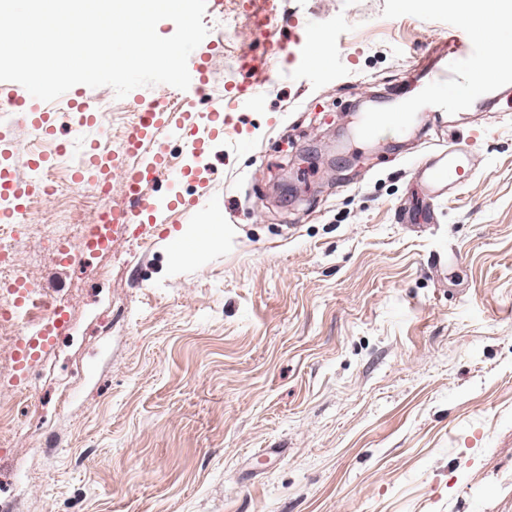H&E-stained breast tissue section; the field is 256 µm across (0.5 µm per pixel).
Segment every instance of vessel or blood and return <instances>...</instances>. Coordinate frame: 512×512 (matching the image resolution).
Here are the masks:
<instances>
[{
	"label": "vessel or blood",
	"instance_id": "vessel-or-blood-1",
	"mask_svg": "<svg viewBox=\"0 0 512 512\" xmlns=\"http://www.w3.org/2000/svg\"><path fill=\"white\" fill-rule=\"evenodd\" d=\"M439 54L448 58L443 67L429 66L427 61H418L415 69L428 77L426 94L434 105L433 112L427 113V120H434L435 110L457 103L461 98H480L487 93V85L473 80L474 69L488 56V48L481 42H465L458 36H450L448 46L438 49ZM251 80L239 90L248 103L259 104L269 82L258 64L248 63ZM135 110L146 113L144 122L135 124L126 136L119 153L104 155L101 140L92 141L86 151L84 162L76 167L73 179L77 185H105L110 173H118L125 183L128 203L120 210H107L106 224L111 226H135L137 240L147 242L154 235L152 217L159 211L154 201L143 190V185L153 176L162 174L167 168V153L163 142L158 141L159 131L168 125V117L163 108L144 106L140 97H133ZM224 118L223 102L211 105L207 115L186 111L178 125L184 148L190 155L203 154L211 135L217 131V121ZM414 119L413 109L401 111H379L368 113L361 124L363 138L374 139L387 128L402 129ZM152 141V152H144L145 141ZM481 160L474 150L463 143L456 132L442 135L437 148L413 164L412 170L427 187L431 196L438 197L459 190L473 178ZM45 189L42 173H34L26 181L17 180L8 169H0V223H11L15 212L22 210L28 197ZM62 324L60 313H53L47 322L29 328L22 327L20 336V359L29 363L35 350H48L51 346L53 328Z\"/></svg>",
	"mask_w": 512,
	"mask_h": 512
}]
</instances>
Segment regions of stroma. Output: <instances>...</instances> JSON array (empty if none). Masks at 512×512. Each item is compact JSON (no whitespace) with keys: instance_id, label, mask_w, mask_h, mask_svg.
Listing matches in <instances>:
<instances>
[{"instance_id":"35a3bbf8","label":"stroma","mask_w":512,"mask_h":512,"mask_svg":"<svg viewBox=\"0 0 512 512\" xmlns=\"http://www.w3.org/2000/svg\"><path fill=\"white\" fill-rule=\"evenodd\" d=\"M248 0H208L223 22L209 90L232 121L202 160L162 133L184 176L149 181L158 207L197 195L223 209L169 213L151 243L68 265L35 221L22 272L67 302L69 330L21 378L29 401L0 496L17 512H512V74L495 99L448 122L481 156L461 189L429 200L410 159L421 124L362 139L366 112L424 103L412 62L459 32L449 0H275L255 32ZM318 44L306 48V37ZM287 44V54L276 51ZM273 77L259 106L236 95L243 56ZM108 138L133 126L129 99L81 86ZM0 112V167L27 178L28 115ZM61 207L125 202L50 164ZM187 242V256L174 244Z\"/></svg>"}]
</instances>
